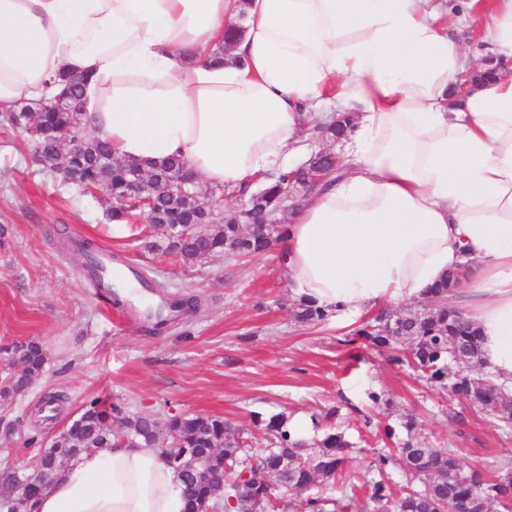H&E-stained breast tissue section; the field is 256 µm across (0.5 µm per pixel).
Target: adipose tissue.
Instances as JSON below:
<instances>
[{
    "label": "adipose tissue",
    "instance_id": "obj_1",
    "mask_svg": "<svg viewBox=\"0 0 512 512\" xmlns=\"http://www.w3.org/2000/svg\"><path fill=\"white\" fill-rule=\"evenodd\" d=\"M426 2L0 0V112L80 74L85 122L114 156L178 157L231 188L285 172L312 121L350 113L342 177L289 214L278 248L295 294L354 315L471 263L481 360L512 386V0H461L474 49ZM184 510L164 459L126 443L82 454L36 501Z\"/></svg>",
    "mask_w": 512,
    "mask_h": 512
}]
</instances>
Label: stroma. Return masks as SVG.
<instances>
[{"mask_svg": "<svg viewBox=\"0 0 512 512\" xmlns=\"http://www.w3.org/2000/svg\"><path fill=\"white\" fill-rule=\"evenodd\" d=\"M29 136L0 128V347L39 341L45 372L0 407V467L24 464L50 441L71 414L91 399L148 412L218 415L237 424L251 414H285L292 422L339 407L338 423L352 448L347 476L364 473L385 444L375 428L357 423L360 407L376 424L399 425L413 410L420 434L433 445L458 449L463 462L512 469V433L465 410L446 417L447 393L415 382L370 347L343 345L353 318L306 326L292 315L288 274L275 253L231 259L216 255L193 266L144 247L146 217L131 224L108 220L112 202L38 173ZM90 238L141 270L152 271L170 295L200 297L199 314L180 317L162 334L141 330L142 319L119 324L84 274L81 257L65 239ZM380 394L373 405L370 393ZM58 396L48 404L49 396Z\"/></svg>", "mask_w": 512, "mask_h": 512, "instance_id": "1", "label": "stroma"}]
</instances>
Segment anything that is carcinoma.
<instances>
[{
  "label": "carcinoma",
  "mask_w": 512,
  "mask_h": 512,
  "mask_svg": "<svg viewBox=\"0 0 512 512\" xmlns=\"http://www.w3.org/2000/svg\"><path fill=\"white\" fill-rule=\"evenodd\" d=\"M61 81L70 89L67 100L38 112H25L18 106L1 112L0 123L31 134L32 161L39 170L91 195L98 190L107 192L115 202L110 211L113 222L126 223L146 214L153 231L147 248L194 264L219 254L260 255L285 238L288 224L279 214L283 213L289 184L298 186L306 181L305 172L295 168L281 174L275 184L259 191L246 216L222 223L202 202L203 188L184 160L173 157L147 171L136 161L114 158L107 140L88 137L81 80L63 75ZM350 130V120L344 116L314 125L313 135L335 142L347 138ZM65 138L76 145L63 159L60 148ZM135 175L144 177L148 192L131 193ZM249 224L263 228V232L250 233ZM174 226L182 229L181 235L168 233ZM464 273L463 269L449 273L426 298L404 310L379 314L356 335L364 337L388 362L410 368L416 379L432 388L451 390L462 405L512 429V393L484 368L474 323L463 310L448 305V295ZM173 303L181 315L200 308L198 297L192 294ZM328 316L314 303L297 300V322L317 325ZM456 350L476 365L463 367L453 362ZM0 352L20 367V373L0 378V401L7 402L43 374L47 353L35 340L13 343ZM82 415V422L67 424L53 438L50 452L28 469L29 500L36 499L54 479L62 460H72L86 448H108L118 436L136 445H157L158 419L150 414H131L117 403L107 407L93 399L84 405ZM338 415L339 408L332 407L322 418H312L313 432L320 433L315 440L297 434L282 414L264 418L257 413L248 426L219 416H169L166 430L178 438V450L166 456L184 484L186 512H196L200 500L206 498L221 512H338L339 500L333 496H302L317 484H330L343 470L352 444L340 429L322 428V422ZM417 427L415 417L405 416L399 456L379 452L370 462L372 476L364 480L363 487L374 507L390 505L397 512H449L457 506L466 512H512V472L492 477L483 468H465L455 449L430 444L417 433ZM256 430L269 442L259 453L247 443V435ZM185 452L203 456L210 470L223 477L222 493H216L211 484L194 481L180 468L178 459ZM397 460L409 475L401 485L387 475Z\"/></svg>",
  "instance_id": "1"
}]
</instances>
